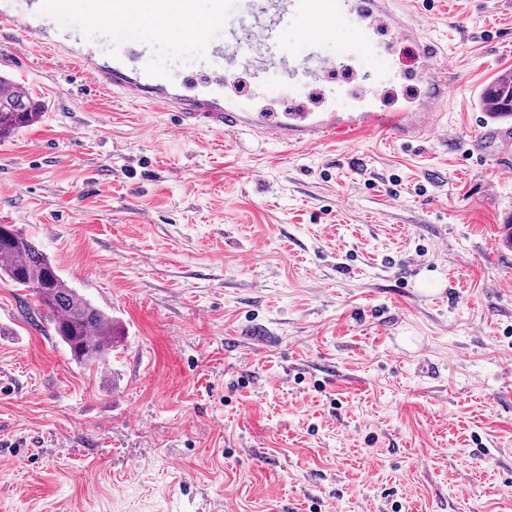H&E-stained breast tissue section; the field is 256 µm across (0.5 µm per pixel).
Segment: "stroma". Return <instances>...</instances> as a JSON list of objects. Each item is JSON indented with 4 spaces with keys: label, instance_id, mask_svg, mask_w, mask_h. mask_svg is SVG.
Instances as JSON below:
<instances>
[{
    "label": "stroma",
    "instance_id": "1",
    "mask_svg": "<svg viewBox=\"0 0 512 512\" xmlns=\"http://www.w3.org/2000/svg\"><path fill=\"white\" fill-rule=\"evenodd\" d=\"M420 3L454 92L440 132L408 143L184 134L0 33V75L42 104L0 140V224L120 330L81 365L0 279V512H512V149L472 146L512 130L479 97L512 72V0ZM208 10L204 37L165 41L135 19L61 22L194 86L234 20ZM353 28L296 18L280 40L331 61ZM407 54L355 56L386 105L412 90L394 74ZM280 86L273 67L222 95L352 102L333 74Z\"/></svg>",
    "mask_w": 512,
    "mask_h": 512
}]
</instances>
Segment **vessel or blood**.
Instances as JSON below:
<instances>
[{"label":"vessel or blood","mask_w":512,"mask_h":512,"mask_svg":"<svg viewBox=\"0 0 512 512\" xmlns=\"http://www.w3.org/2000/svg\"><path fill=\"white\" fill-rule=\"evenodd\" d=\"M145 0H37V17L57 19L66 13H82L98 22H119L139 14ZM234 12L236 22L227 28L222 44L212 52L224 61L221 70L207 80L204 91L190 94L166 77L152 72L146 63L131 66L137 51L127 47L107 61L94 51L72 49L67 42L51 37L43 24H35L8 12H0V26L8 28L18 46L50 47L73 60L86 76L105 89L120 93L132 103H146L173 111L182 133L220 130L227 126L259 132L263 139L285 145L318 146L338 135L374 130L402 139L438 130L440 112L448 101L450 84L447 67L439 65V48L425 40L423 29L413 12L393 10L391 0H210L213 18ZM177 33H185L197 18V0H169L167 9ZM356 18L354 33L357 46L369 54L380 52L378 35L389 34L393 42L411 50L421 93L393 110L383 109L372 80H365L354 108L348 112L327 106L319 112H257L249 104L231 109L219 95L228 78L244 68L264 75L270 67L281 72L283 90L313 83L320 79L327 64L323 61H298L287 54L279 40V31L295 16L322 23L335 22L344 15ZM263 23L264 37L260 48H252L249 32Z\"/></svg>","instance_id":"b4317fda"}]
</instances>
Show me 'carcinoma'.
<instances>
[{
	"label": "carcinoma",
	"instance_id": "obj_1",
	"mask_svg": "<svg viewBox=\"0 0 512 512\" xmlns=\"http://www.w3.org/2000/svg\"><path fill=\"white\" fill-rule=\"evenodd\" d=\"M495 118H512V74L483 92ZM39 112L13 80L0 76V139L37 122ZM31 291L74 360L86 365L103 359L115 346L112 316L87 301L63 280L50 258L11 224H0V279Z\"/></svg>",
	"mask_w": 512,
	"mask_h": 512
}]
</instances>
